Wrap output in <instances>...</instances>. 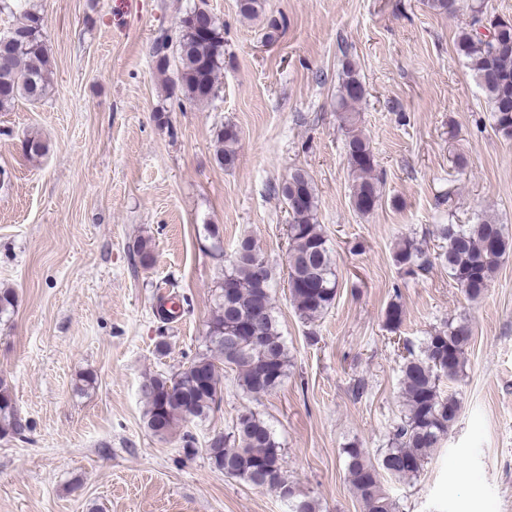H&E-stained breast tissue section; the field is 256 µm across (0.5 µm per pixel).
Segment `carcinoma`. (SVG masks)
<instances>
[{"label": "carcinoma", "mask_w": 512, "mask_h": 512, "mask_svg": "<svg viewBox=\"0 0 512 512\" xmlns=\"http://www.w3.org/2000/svg\"><path fill=\"white\" fill-rule=\"evenodd\" d=\"M239 13L254 19L264 13L265 0H238ZM488 27L496 36L482 35L469 21L456 37V52L464 58L486 95L494 130L512 139V18L490 15ZM11 39L0 40V111L20 97L36 101L50 85L52 64L44 43L43 20L37 10L26 8L9 29ZM158 72L167 76L171 93L189 102L203 103L216 92L224 70V33L217 26L206 0L180 19L176 36L162 30L152 42ZM366 89L350 58L342 64L336 96V113L346 131L345 152L354 178L352 202L367 214L382 199L377 162L369 141L359 129L357 106ZM216 161L231 167L238 157L240 132L227 123L215 132ZM288 206V291L298 317L313 323L333 304L337 295L335 261L328 240L317 224L318 197L313 181L298 169L278 187ZM438 259L448 275L470 299L480 297L506 255L512 237L504 226L490 220L475 224H441ZM138 263L154 264L150 240L134 241ZM396 265L413 276L429 263L426 253L412 239H404L394 253ZM272 271L255 242L238 241L217 294V305L208 325L209 351L171 374L144 377L140 394L145 403V424L161 439L180 426L208 418L223 399L224 367L235 373L237 385L254 399L269 395L283 382L288 369V347L274 315ZM403 310L393 302L385 312L388 329L395 332ZM471 342L466 324H448L424 340L420 353L408 350L404 357L399 393L405 414L391 431L388 448L373 458L357 446L343 449L346 471L363 512H396V503L383 487L384 477L416 476L439 442L455 423L459 401L443 395L441 379H456L463 370ZM23 429L10 391L0 379V435ZM211 464L224 475L270 490L285 502L287 512H318L316 502L304 491L294 493L288 480L282 448L272 426L258 413L238 415L224 444L208 454Z\"/></svg>", "instance_id": "carcinoma-1"}]
</instances>
